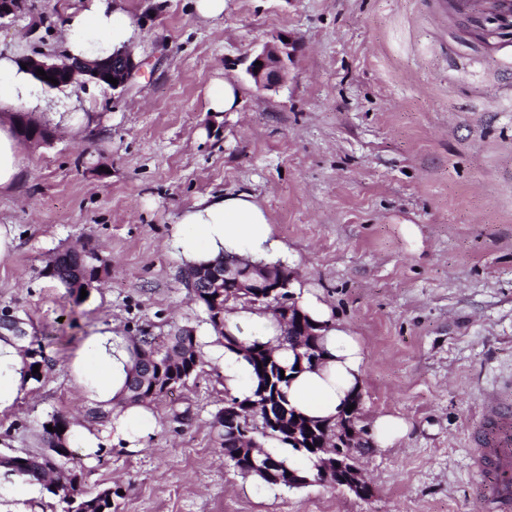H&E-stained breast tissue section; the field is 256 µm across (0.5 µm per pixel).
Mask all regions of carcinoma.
<instances>
[{"label":"carcinoma","mask_w":512,"mask_h":512,"mask_svg":"<svg viewBox=\"0 0 512 512\" xmlns=\"http://www.w3.org/2000/svg\"><path fill=\"white\" fill-rule=\"evenodd\" d=\"M107 263L97 249L84 245V252L76 254L66 249L55 255L53 269H42L46 277L58 281L70 296L81 295L78 279L98 278L107 273ZM193 298L200 304L208 316V322L219 341L237 347L239 342L224 335V294L209 288L193 289ZM138 352L134 371L129 377L127 390L131 403L153 404L170 393L166 389L169 383L181 387L197 374L202 365L199 343L194 331L185 326H175L167 336L158 339L153 336L137 338ZM245 358L250 363L257 384L254 393L266 391V395L282 407L287 418L274 426L265 425L262 417L251 410L252 399L240 400L229 397L224 407H239L241 422L248 434H233L224 425V411L220 410L212 421V439L216 447L224 449V458L244 477L258 475L250 463L246 449L261 448L264 441L275 439L294 451L304 455L313 454V450L289 440L288 424L294 421L298 413L289 406L281 389L283 379L280 370L294 371L299 359H294V366L281 364L266 349V345L255 341L243 347ZM25 375L29 380L40 382L42 372L48 368V361L42 346L29 347L24 352ZM40 365L39 372H33V366ZM71 418L63 413H54L42 423L41 450L31 452H10L0 454V467L6 474L18 477L38 475L43 479V486L50 497L60 506L61 512H112L113 500L119 496V490L111 487L89 490L85 486L86 474L77 461L70 447ZM53 431H48L47 426ZM65 431H60L59 427Z\"/></svg>","instance_id":"cac0c4a2"}]
</instances>
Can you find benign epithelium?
Listing matches in <instances>:
<instances>
[{
	"instance_id": "1",
	"label": "benign epithelium",
	"mask_w": 512,
	"mask_h": 512,
	"mask_svg": "<svg viewBox=\"0 0 512 512\" xmlns=\"http://www.w3.org/2000/svg\"><path fill=\"white\" fill-rule=\"evenodd\" d=\"M29 9L28 0H0V21L12 20ZM285 34L277 33L272 40L265 43L262 48L250 56L247 73L260 89L269 90L282 84L286 78L288 59L293 54V42L283 41ZM28 70L35 75V79L43 81V76L36 74L41 68L46 76L61 81L67 86H86L90 83L105 85L117 91L124 89L132 76L139 70L141 62L136 60L134 51L128 47L118 50L105 58L73 59L63 53L35 52L24 58ZM262 62L256 66V62ZM111 76L118 80L113 85L106 81ZM198 284L206 288H223L224 303L244 293L252 296L255 288L267 289V296L281 288V280L276 271L270 269L264 273L252 266L244 265L235 260L224 262L223 270L213 268L194 272L189 278V284ZM356 454L350 449V441L342 437L336 441V452L324 460L322 468L323 482L335 484L340 480L341 485L347 487L359 497L369 492V485L362 472L352 464ZM254 466L263 469L271 482H282V468L270 460H265L255 454L250 455Z\"/></svg>"
}]
</instances>
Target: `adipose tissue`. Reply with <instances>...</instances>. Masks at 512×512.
<instances>
[{
	"label": "adipose tissue",
	"instance_id": "ef3b65f1",
	"mask_svg": "<svg viewBox=\"0 0 512 512\" xmlns=\"http://www.w3.org/2000/svg\"><path fill=\"white\" fill-rule=\"evenodd\" d=\"M136 27L116 0H91L68 23L64 51L71 57L108 54L130 45ZM41 86L21 67L19 55L0 46V191L19 179L26 154L15 137L14 111L45 108ZM170 244L185 268L236 259L256 268H290L294 257L277 236L269 218L252 194L227 193L199 200L184 211L172 228ZM290 288L299 309L315 323L323 354L311 369L291 373L283 391L293 409L305 418L333 424L357 400L364 379L365 347L358 335L339 323L334 309L318 288L293 280ZM224 331L239 342L238 349L213 345L220 356L224 389L232 396L251 395L256 381L242 346L258 341L289 365L294 355L284 340V327L258 306L229 305ZM136 359L131 338L105 327L89 336L70 363L75 382L91 404L112 413V441L133 450L143 445L145 431L155 422L150 407L126 400V384ZM24 356L11 336L0 337V415L11 412L27 389Z\"/></svg>",
	"mask_w": 512,
	"mask_h": 512
}]
</instances>
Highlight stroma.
Segmentation results:
<instances>
[{"label":"stroma","instance_id":"stroma-1","mask_svg":"<svg viewBox=\"0 0 512 512\" xmlns=\"http://www.w3.org/2000/svg\"><path fill=\"white\" fill-rule=\"evenodd\" d=\"M225 2L203 18L195 0H121L142 69L115 93L54 96L85 125L25 145L28 165L0 193V225L16 239L0 262V311L23 320L49 361L0 417V444L32 451L48 416L83 420L90 403L69 364L101 327L208 330L171 228L201 198L249 192L296 278L365 346L359 428L372 433L389 413L409 433L359 455L365 499L243 478L211 438L226 395L206 351L198 375L155 402L143 448L106 444L89 486L121 488L117 512H478L471 423L512 377V25L448 0ZM85 6L34 0L0 26V45L62 51ZM279 32L296 45L287 80L258 89L248 56ZM224 80L240 106L209 111L206 92ZM85 241L109 272L77 301L42 270Z\"/></svg>","mask_w":512,"mask_h":512}]
</instances>
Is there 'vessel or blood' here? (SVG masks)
<instances>
[{
    "instance_id": "1",
    "label": "vessel or blood",
    "mask_w": 512,
    "mask_h": 512,
    "mask_svg": "<svg viewBox=\"0 0 512 512\" xmlns=\"http://www.w3.org/2000/svg\"><path fill=\"white\" fill-rule=\"evenodd\" d=\"M471 441L481 512H512V383L487 395Z\"/></svg>"
}]
</instances>
